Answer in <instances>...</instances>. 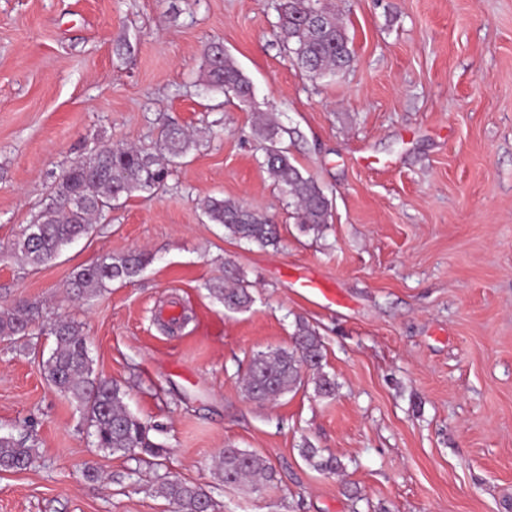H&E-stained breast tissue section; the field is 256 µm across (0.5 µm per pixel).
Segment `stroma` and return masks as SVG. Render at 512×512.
<instances>
[{"label":"stroma","instance_id":"1","mask_svg":"<svg viewBox=\"0 0 512 512\" xmlns=\"http://www.w3.org/2000/svg\"><path fill=\"white\" fill-rule=\"evenodd\" d=\"M352 61L315 76L277 34V0H0V244L95 145L160 148L168 121L197 145L166 183L114 205L91 238L33 269L0 257V306L39 302L27 348L0 338V436L31 434L26 470L0 472V512H173L165 474L221 512H512V0H321ZM223 44L251 102L206 93L203 49ZM280 142L331 202L299 231L253 136ZM234 199L273 218L280 242H239L200 203ZM130 283L74 300L82 267L132 250ZM236 268L255 302L208 291ZM325 281L335 301L294 276ZM184 308L181 329L160 324ZM59 317L82 322L95 376L154 426L161 467L96 448L41 360ZM324 341L335 396L311 381L249 400L252 354L287 346L297 319ZM272 468L259 486L214 476L225 447ZM318 448L341 463L317 470Z\"/></svg>","mask_w":512,"mask_h":512}]
</instances>
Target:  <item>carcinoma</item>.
<instances>
[{
    "instance_id": "carcinoma-1",
    "label": "carcinoma",
    "mask_w": 512,
    "mask_h": 512,
    "mask_svg": "<svg viewBox=\"0 0 512 512\" xmlns=\"http://www.w3.org/2000/svg\"><path fill=\"white\" fill-rule=\"evenodd\" d=\"M318 0H279L278 35L290 46L291 60L316 75L335 73L351 60L349 38L336 15L321 8L324 20L316 26L311 10ZM204 85L207 89L246 102L252 94L251 81L236 62L217 44L203 52ZM254 137L262 143L263 165L282 194L295 204L294 219L300 230L316 235L329 223L330 202L322 187L310 175H304L284 150L277 147V125L267 119L255 125ZM163 153L153 154L123 146H103L70 166L53 187L50 202L34 221L25 225L9 250L19 253L32 267L55 260L63 248L90 233L93 223L112 203L136 192L160 187L169 176V165L186 157L195 140L178 124L171 122L162 131ZM202 210L213 224L224 227L225 235L260 246L276 245V225L270 218L239 201L208 197ZM152 262V256L133 250L109 256L78 270L70 288L79 299L100 295L114 282L133 281ZM232 285L210 284L208 291L228 311H242L254 302L244 277L230 273ZM41 316L36 302L19 301L0 307V336L16 342L30 335L32 324ZM54 348L42 361L46 380L63 396L83 408L95 445L112 453L138 452L154 460L164 459L168 449L155 441L151 427L127 412L126 391L116 383L92 377L87 338L83 325L60 318L50 327ZM324 342L318 329L298 319L292 345L253 354L245 374L244 392L256 402H273L296 389L302 372L312 374L314 392L321 397L336 393V381L323 371ZM301 454L314 466L329 473L341 468L334 457L324 458L315 448H303ZM36 455L27 436H0V471L26 469ZM272 468L258 453L226 448L219 456L216 478L226 485L255 483L271 476ZM158 496L174 505L175 512H216V504L201 488L175 476L166 475L156 488Z\"/></svg>"
}]
</instances>
